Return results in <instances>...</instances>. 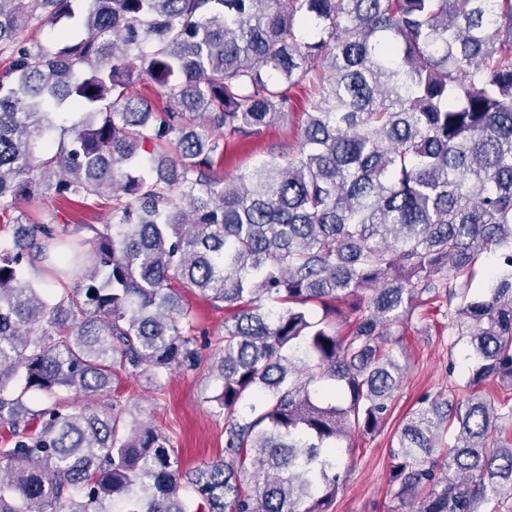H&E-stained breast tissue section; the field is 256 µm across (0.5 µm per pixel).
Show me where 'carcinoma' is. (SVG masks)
Instances as JSON below:
<instances>
[{
  "label": "carcinoma",
  "instance_id": "obj_1",
  "mask_svg": "<svg viewBox=\"0 0 512 512\" xmlns=\"http://www.w3.org/2000/svg\"><path fill=\"white\" fill-rule=\"evenodd\" d=\"M64 18L52 46L20 39ZM2 56L0 512H328L339 444L383 424L404 375L389 336L424 295L477 364L466 393L421 401L396 431L393 498H512V443L493 437L512 405L475 391L512 390V0H0ZM299 98L288 156L224 177L226 137ZM42 192L107 195L112 222L14 215ZM37 260L84 271L54 292ZM175 283L237 310L213 397L224 458L188 479L165 435L58 398L106 395L116 357L156 380L194 362Z\"/></svg>",
  "mask_w": 512,
  "mask_h": 512
}]
</instances>
